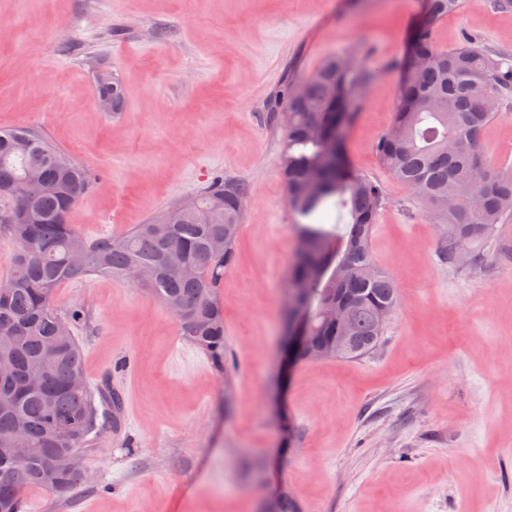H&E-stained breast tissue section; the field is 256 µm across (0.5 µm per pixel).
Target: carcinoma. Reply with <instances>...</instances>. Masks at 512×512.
<instances>
[{
	"instance_id": "carcinoma-1",
	"label": "carcinoma",
	"mask_w": 512,
	"mask_h": 512,
	"mask_svg": "<svg viewBox=\"0 0 512 512\" xmlns=\"http://www.w3.org/2000/svg\"><path fill=\"white\" fill-rule=\"evenodd\" d=\"M463 7L464 0H422L409 44L426 65L414 69L404 59L392 66L399 76L398 100L390 127L375 143L393 178L448 225L450 263L459 261L461 244L477 253L496 225L512 217V169L493 165L480 144L500 100L512 91V57L476 39L458 49L437 46L438 23ZM371 80L363 63L331 56L306 82H289L281 90L280 172L299 243L288 294L299 297L308 313L306 339L285 347L293 362L363 358L380 344L400 303L396 280L376 265L371 251L387 197L346 151V130ZM104 94L112 111L123 109L117 79L98 84L97 96ZM64 156L37 130H0V207L21 208L33 191L38 211L27 223L0 222V237L15 247L11 275L17 281L0 295V361L15 368L13 377L0 379V449L13 447L20 432L33 448L26 463L0 452V512H20L27 487L59 495L71 489L78 472L44 481L48 449L87 448L99 405L116 411L123 405L119 395L88 385L68 388L70 377L83 374L76 330L84 313L56 306L62 284L93 276L127 280L136 266L154 269V280L143 288L163 305L178 302L180 339L224 367L220 285L234 263L250 185L218 176L197 193L196 210L169 207L172 224L150 221L120 237L89 239L70 223V214L97 178ZM332 211L335 222H322ZM169 247L181 251L195 276L167 270L163 254Z\"/></svg>"
}]
</instances>
